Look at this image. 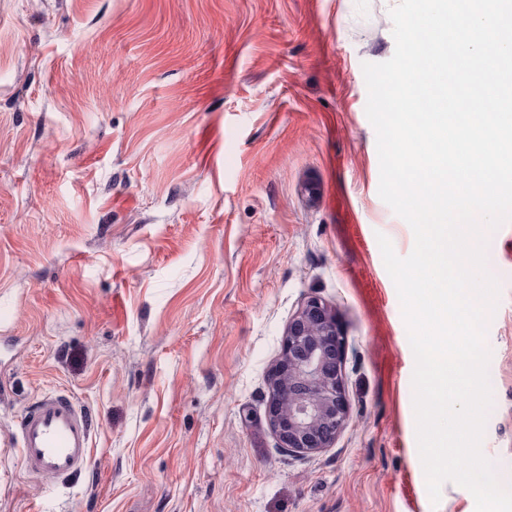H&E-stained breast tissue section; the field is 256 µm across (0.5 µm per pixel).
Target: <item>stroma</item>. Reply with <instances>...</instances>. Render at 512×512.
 Masks as SVG:
<instances>
[{"mask_svg": "<svg viewBox=\"0 0 512 512\" xmlns=\"http://www.w3.org/2000/svg\"><path fill=\"white\" fill-rule=\"evenodd\" d=\"M399 0H0V512H475L432 502L415 357L377 241L363 63ZM481 443L512 481V221ZM346 339L348 420L280 449L270 370L311 298ZM62 393L92 421L80 476L43 482L15 436Z\"/></svg>", "mask_w": 512, "mask_h": 512, "instance_id": "1", "label": "stroma"}]
</instances>
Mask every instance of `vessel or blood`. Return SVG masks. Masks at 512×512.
<instances>
[{
	"label": "vessel or blood",
	"instance_id": "obj_1",
	"mask_svg": "<svg viewBox=\"0 0 512 512\" xmlns=\"http://www.w3.org/2000/svg\"><path fill=\"white\" fill-rule=\"evenodd\" d=\"M18 444L26 468L43 480L76 476L90 463L91 419L70 396H43L23 416Z\"/></svg>",
	"mask_w": 512,
	"mask_h": 512
}]
</instances>
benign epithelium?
<instances>
[{"instance_id":"obj_1","label":"benign epithelium","mask_w":512,"mask_h":512,"mask_svg":"<svg viewBox=\"0 0 512 512\" xmlns=\"http://www.w3.org/2000/svg\"><path fill=\"white\" fill-rule=\"evenodd\" d=\"M344 338L312 298L288 324L267 408L279 447L308 455L330 447L348 419L342 386Z\"/></svg>"}]
</instances>
